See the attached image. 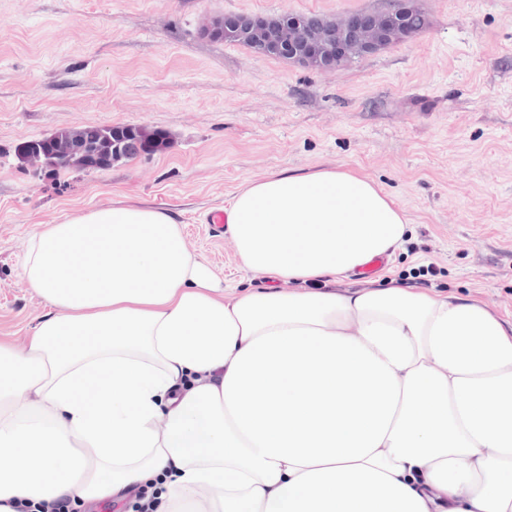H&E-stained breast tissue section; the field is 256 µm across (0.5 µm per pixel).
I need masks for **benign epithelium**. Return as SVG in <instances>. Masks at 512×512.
Wrapping results in <instances>:
<instances>
[{"label": "benign epithelium", "instance_id": "benign-epithelium-1", "mask_svg": "<svg viewBox=\"0 0 512 512\" xmlns=\"http://www.w3.org/2000/svg\"><path fill=\"white\" fill-rule=\"evenodd\" d=\"M416 12L412 0H391L381 12H350L321 25L306 23L300 14L283 13L260 16L242 13L235 22L225 24L216 19L208 27L212 37H224L252 48L257 53L293 61L311 70H327L351 64L356 57L375 54L413 35L402 17ZM28 149L53 148L48 167L56 169L68 164L69 155L50 138L30 140Z\"/></svg>", "mask_w": 512, "mask_h": 512}]
</instances>
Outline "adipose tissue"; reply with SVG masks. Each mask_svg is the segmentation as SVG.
I'll return each mask as SVG.
<instances>
[{
	"label": "adipose tissue",
	"instance_id": "adipose-tissue-1",
	"mask_svg": "<svg viewBox=\"0 0 512 512\" xmlns=\"http://www.w3.org/2000/svg\"><path fill=\"white\" fill-rule=\"evenodd\" d=\"M243 265L295 290L228 294L167 210L44 225L47 302L0 337V512L59 498L160 512H512V324L408 288H330L403 239L369 177L278 174L232 199Z\"/></svg>",
	"mask_w": 512,
	"mask_h": 512
}]
</instances>
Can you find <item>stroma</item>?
<instances>
[{"mask_svg": "<svg viewBox=\"0 0 512 512\" xmlns=\"http://www.w3.org/2000/svg\"><path fill=\"white\" fill-rule=\"evenodd\" d=\"M389 0H0V336L23 346L45 302L21 271L42 225L114 202L170 212L187 249L243 292L274 282L205 223L269 174L373 179L409 220L372 278L482 302L512 321V0H413L427 25L329 71L207 35L218 18H339ZM143 125L169 148L102 170L44 173L29 140Z\"/></svg>", "mask_w": 512, "mask_h": 512, "instance_id": "1", "label": "stroma"}]
</instances>
